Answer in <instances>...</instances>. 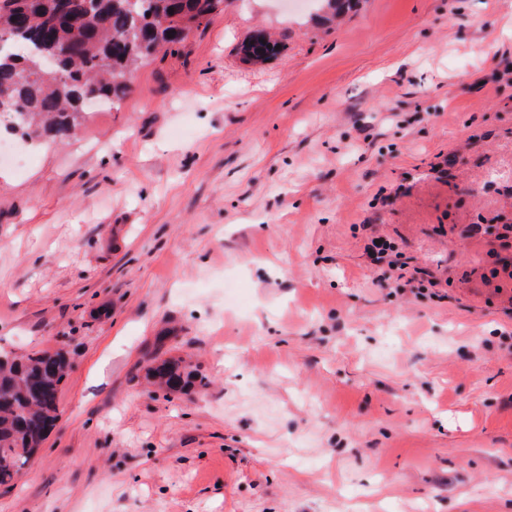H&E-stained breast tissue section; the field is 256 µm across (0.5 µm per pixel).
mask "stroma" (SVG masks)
I'll use <instances>...</instances> for the list:
<instances>
[{
    "mask_svg": "<svg viewBox=\"0 0 512 512\" xmlns=\"http://www.w3.org/2000/svg\"><path fill=\"white\" fill-rule=\"evenodd\" d=\"M58 349L0 512H512V0H226L1 163L0 351ZM277 45L280 44L258 31L243 45L242 52L246 60L260 62L278 54L281 45L276 49ZM366 251L374 257L377 268L373 283L388 282L397 271L404 270L405 263L400 262V255L395 247L383 237H372L366 246ZM146 367L147 376L154 386L169 394H186L197 382L203 384L202 378L187 370L182 361L171 357L164 358L161 347L155 348Z\"/></svg>",
    "mask_w": 512,
    "mask_h": 512,
    "instance_id": "stroma-1",
    "label": "stroma"
}]
</instances>
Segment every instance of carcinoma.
I'll return each mask as SVG.
<instances>
[{"label": "carcinoma", "instance_id": "cac0c4a2", "mask_svg": "<svg viewBox=\"0 0 512 512\" xmlns=\"http://www.w3.org/2000/svg\"><path fill=\"white\" fill-rule=\"evenodd\" d=\"M225 0H0V29L15 33L0 55V95L18 98L13 135L30 146L46 134L70 137L85 102L122 99L144 59L184 42L224 11ZM70 49L60 67L36 70L30 63L49 44ZM278 42L256 32L244 58L264 61ZM70 363L62 352L22 356L0 353V484L11 482L58 421V395ZM154 386L185 394L203 380L182 361L153 351L146 367Z\"/></svg>", "mask_w": 512, "mask_h": 512}]
</instances>
